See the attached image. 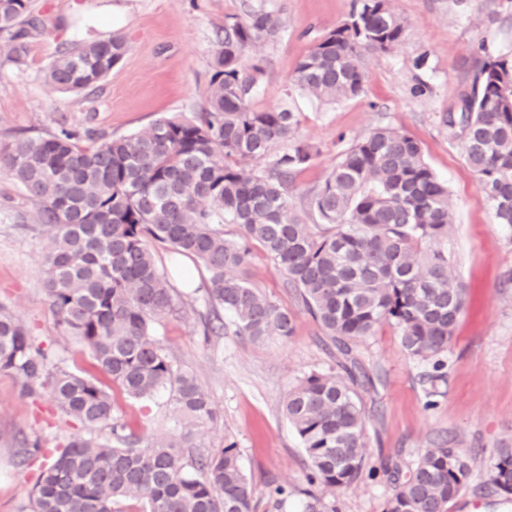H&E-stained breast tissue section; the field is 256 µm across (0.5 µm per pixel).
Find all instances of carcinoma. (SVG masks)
Wrapping results in <instances>:
<instances>
[{
  "mask_svg": "<svg viewBox=\"0 0 512 512\" xmlns=\"http://www.w3.org/2000/svg\"><path fill=\"white\" fill-rule=\"evenodd\" d=\"M282 20L263 8L229 17L213 56L207 108L161 115L143 131L84 137L66 129L0 142V173L21 185L50 235L45 284L57 324L87 345L99 370L130 399L166 391L175 412L213 419L196 376L178 367L154 338L155 325L181 313L182 301L149 243L171 246L207 269L208 337L230 327L254 341L286 339L294 315L249 279L252 246L299 292L349 381L311 373L289 391L283 414L310 462L308 481L331 495L377 470L367 468L366 415L357 388L372 384L352 356L354 342L388 325L414 359L434 361L431 387L444 380L448 351L465 311L466 291L452 276L448 185L407 133L377 128L339 156L309 201L294 212L290 183L318 150L295 139L299 113L253 106L262 66L246 59L256 42L277 37ZM408 24L389 0H353L348 17L323 34L297 63L293 87L334 103L360 95L368 53L389 52ZM45 30L36 0H0V60L25 64L29 38ZM129 51L120 35L63 42L44 71L63 91L96 89ZM442 116L477 173L496 223L512 228V58L489 54ZM288 143V150L274 151ZM231 225L237 233L224 227ZM0 371L23 390H46L82 431L54 449L33 487L29 512H114L122 501L141 512H257L254 491L233 443L194 454L188 440L156 439L145 448L117 414L95 377L59 366L25 325L0 305ZM110 429L111 437L98 434ZM45 456L25 441L22 462ZM470 458L446 440L425 449L394 489L385 512H447L470 483ZM490 484L512 495V448L495 450ZM288 488L269 495L283 512ZM303 512H336L309 495Z\"/></svg>",
  "mask_w": 512,
  "mask_h": 512,
  "instance_id": "obj_1",
  "label": "carcinoma"
}]
</instances>
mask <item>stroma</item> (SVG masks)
<instances>
[{"mask_svg":"<svg viewBox=\"0 0 512 512\" xmlns=\"http://www.w3.org/2000/svg\"><path fill=\"white\" fill-rule=\"evenodd\" d=\"M45 33L29 42L26 63H0V140L40 137L69 127L112 137L139 132L163 113L192 115L207 106L211 61L231 16L262 6L278 11L277 38L258 42L248 60H261L259 107L284 105L300 115L296 138L319 154L294 180L291 202L304 212L311 190L323 182L343 150V138L393 127L417 140L433 170L448 182L454 227L448 239L452 275L467 288V308L444 359L445 383L428 398L424 363L410 357L390 327L357 341L354 355L374 387L362 393L369 466L412 467L426 448L448 439L473 461L468 489L448 512H512V498L489 483L495 448L512 444V231L495 224L478 177L466 163L453 130L442 122L472 80L481 46L512 51V0H390L408 22L391 52L369 55L367 79L356 98L321 103L292 90L290 76L316 40L348 15L352 0H38ZM121 34L129 51L91 93L46 84L43 71L60 42ZM427 64L415 69L414 59ZM46 245L36 208L23 189L0 174V304L6 305L44 348L71 371L97 375L89 349L58 327L44 285ZM158 265L186 302L180 317L156 326L164 352L191 371L217 410L212 421L176 415L165 395L133 400L115 392L118 415L142 438L190 436L207 452L236 444L242 469L264 498L269 487L288 485L284 512L306 501L308 458L283 415L289 388L310 373L337 370L319 324L295 289L260 248L249 275L295 316L293 336L253 341L226 332L204 338L208 273L165 244H152ZM79 424L61 416L46 391L28 395L19 380L0 372V512H22L41 465L21 464L23 439L54 448ZM393 492L386 475L364 478L336 495L337 512H384Z\"/></svg>","mask_w":512,"mask_h":512,"instance_id":"obj_1","label":"stroma"}]
</instances>
